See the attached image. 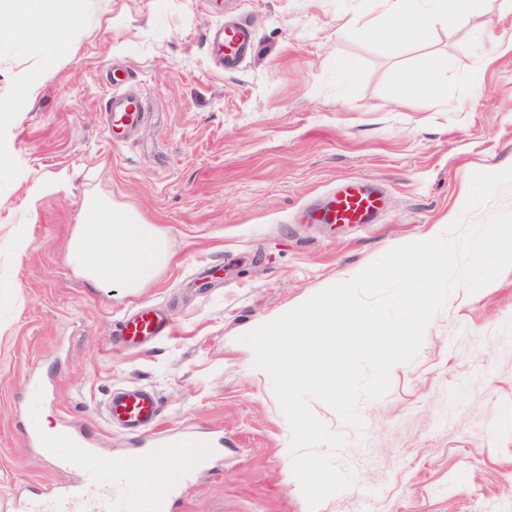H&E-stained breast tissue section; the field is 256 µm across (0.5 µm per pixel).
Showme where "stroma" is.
Listing matches in <instances>:
<instances>
[{
    "instance_id": "35a3bbf8",
    "label": "stroma",
    "mask_w": 512,
    "mask_h": 512,
    "mask_svg": "<svg viewBox=\"0 0 512 512\" xmlns=\"http://www.w3.org/2000/svg\"><path fill=\"white\" fill-rule=\"evenodd\" d=\"M423 9L435 20L422 39L392 52L382 0H87L84 26L59 44L19 34L13 0H0L11 171L0 180V512L15 489L45 498L57 480L28 425L83 428L106 458L146 447L106 419L118 388L153 392L160 429L218 443L177 512H313L272 379L243 335L449 216L512 210L504 188L463 212L474 173L512 167V52L498 47L512 36V0H477L458 21L436 17L434 0ZM227 20L252 36L232 70L208 42ZM431 55L445 61L443 96L402 99L401 73ZM28 72L42 80L24 93ZM109 79L148 106L122 139L103 109ZM346 176L384 192L379 223H298ZM57 177V192L32 199ZM90 197L153 225L172 261L139 288L84 279L68 244ZM141 305L170 335L117 345ZM309 407L345 437L338 464L354 475L314 512H512V270L453 290L388 393L361 399L363 430L318 399Z\"/></svg>"
}]
</instances>
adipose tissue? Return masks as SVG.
I'll list each match as a JSON object with an SVG mask.
<instances>
[{
	"label": "adipose tissue",
	"mask_w": 512,
	"mask_h": 512,
	"mask_svg": "<svg viewBox=\"0 0 512 512\" xmlns=\"http://www.w3.org/2000/svg\"><path fill=\"white\" fill-rule=\"evenodd\" d=\"M16 26L23 34L59 41L81 27L86 0H14ZM395 42L417 38L430 19L420 10L421 0H390ZM444 61L427 60L415 72L401 74L402 93L408 99L439 97ZM72 257L80 272L97 285L137 288L150 280L169 254L152 225L141 223L129 211H119L102 201L88 199L81 222L71 239Z\"/></svg>",
	"instance_id": "ef3b65f1"
}]
</instances>
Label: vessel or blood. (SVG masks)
Wrapping results in <instances>:
<instances>
[{"instance_id": "b4317fda", "label": "vessel or blood", "mask_w": 512, "mask_h": 512, "mask_svg": "<svg viewBox=\"0 0 512 512\" xmlns=\"http://www.w3.org/2000/svg\"><path fill=\"white\" fill-rule=\"evenodd\" d=\"M212 51L227 63L241 62L248 47L243 28L228 25L217 30L211 40ZM110 110L112 126H134L146 110L142 96L110 88L104 98ZM384 197L355 178L341 180L335 192L319 208L306 212L310 224H372L383 211ZM168 324L150 308L142 306L124 320L119 329L121 343H147L167 335ZM111 423L127 431L146 428L154 432L148 452L118 458L103 465L93 442L83 433L65 429L68 448L62 461L78 475L77 480L58 486L51 497L49 512H173L193 473L208 464V438L194 432L173 435L157 431L159 407L155 396L143 389L114 390L106 405ZM178 454L183 458L179 477L154 473L148 457Z\"/></svg>"}]
</instances>
